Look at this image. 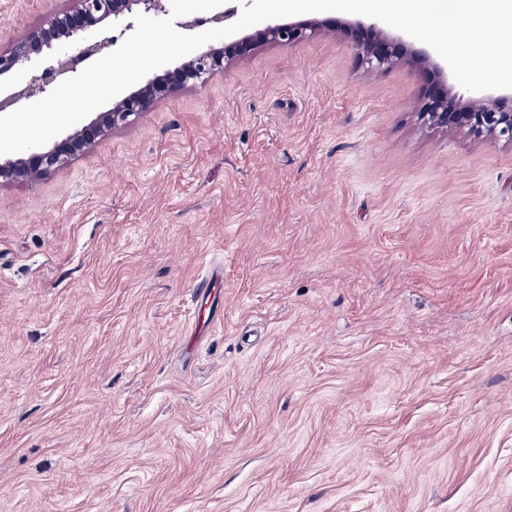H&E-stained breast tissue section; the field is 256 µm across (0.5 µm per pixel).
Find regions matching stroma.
<instances>
[{
	"label": "stroma",
	"mask_w": 512,
	"mask_h": 512,
	"mask_svg": "<svg viewBox=\"0 0 512 512\" xmlns=\"http://www.w3.org/2000/svg\"><path fill=\"white\" fill-rule=\"evenodd\" d=\"M432 79L325 29L0 185V512H512V144ZM418 112L429 127L464 129L477 140L495 139L512 143V92L465 98L464 93L447 89L443 81H432Z\"/></svg>",
	"instance_id": "1"
}]
</instances>
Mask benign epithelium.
Returning a JSON list of instances; mask_svg holds the SVG:
<instances>
[{"mask_svg": "<svg viewBox=\"0 0 512 512\" xmlns=\"http://www.w3.org/2000/svg\"><path fill=\"white\" fill-rule=\"evenodd\" d=\"M167 0H79L70 12L53 13L38 28L30 31L7 50H0V112L14 111L37 96L50 93L55 85L78 72V67L113 51L119 40L135 28L137 14L159 16L167 12ZM235 10L224 7L209 19L191 17L180 28L194 34L198 29L223 27ZM317 19L304 23L270 22L229 44H212L189 57L190 66L178 65L161 78L147 81L132 93L112 100L88 124L69 132L50 146L37 147L21 155H0V184L33 181L66 164L109 131L133 123L148 111L156 99L188 83L204 84L226 62L253 48L268 44L291 46L323 30ZM350 34L359 61L370 69H388L405 57L402 43L388 36L375 23H343ZM36 65L23 84L8 81L19 69ZM420 121L429 127L464 129L477 140L495 139L512 143V94L487 95L480 99L447 88L441 81L431 82L419 112Z\"/></svg>", "mask_w": 512, "mask_h": 512, "instance_id": "1", "label": "benign epithelium"}]
</instances>
